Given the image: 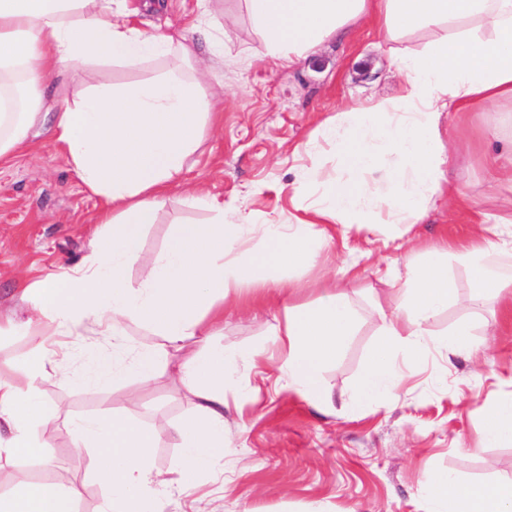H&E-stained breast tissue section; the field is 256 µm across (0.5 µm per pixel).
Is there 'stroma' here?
I'll list each match as a JSON object with an SVG mask.
<instances>
[{
	"instance_id": "stroma-1",
	"label": "stroma",
	"mask_w": 512,
	"mask_h": 512,
	"mask_svg": "<svg viewBox=\"0 0 512 512\" xmlns=\"http://www.w3.org/2000/svg\"><path fill=\"white\" fill-rule=\"evenodd\" d=\"M158 12H140L144 30L161 26L184 33L199 57L208 48L191 28L196 0H160ZM216 19L224 29V58L202 89L214 117L199 150L189 161L183 188L174 190L154 223L141 237V256L129 277L141 281L180 224H210L216 214L207 198L242 205L263 218L287 219L295 203L289 192L305 156L294 154L328 117L367 100L397 97L401 77L377 32L365 22L353 25L348 39L329 43L315 56L278 65L258 56L259 39L240 0H216ZM168 60L136 67L77 65L64 77L51 76L48 87L66 84L70 93L100 84H132L165 70ZM496 112L449 113L440 117L452 164L448 176L475 204L458 211L441 206L429 211L402 244L388 240L386 226L360 232L330 225L333 251L319 263L296 270L303 289L295 302L314 300L326 287L331 267L348 258L357 262L348 295L359 320L353 336L322 372L333 394L329 410L294 391L242 397L243 385L256 382L255 370L242 365L236 384L224 390V457L203 474L189 496H174L169 512H429L427 483L436 473L462 483L485 486L512 481V441L486 442L489 413L512 398V288L475 298L467 269L455 257L448 275L456 298L433 320L435 339L458 329L469 332L471 349L451 354L436 348L423 352L398 343L406 378L393 395L355 409L349 397L380 340V309H392L397 293L378 274L379 265L396 259L422 262L425 252L443 241L479 238L488 225L482 214L512 213V187H492L489 162L507 152L512 125L500 126ZM53 115L30 134L35 148L0 169V313L14 307L20 288L90 255L98 226L99 199L68 169L54 143ZM281 315L276 296L243 292L224 307L225 350L265 349L274 353L270 326ZM37 336L0 335V377L27 369ZM44 401L40 436L51 445L49 469L25 455L0 463V489H10L16 474L47 472L55 482L80 490L78 512H99L105 489L90 474L92 449L80 447L69 418L104 410L129 417L139 427L163 437L152 463L166 469L179 458L167 431L191 409L189 395L167 378L143 386L127 378L103 390L89 384L38 385Z\"/></svg>"
}]
</instances>
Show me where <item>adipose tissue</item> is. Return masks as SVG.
<instances>
[{"mask_svg": "<svg viewBox=\"0 0 512 512\" xmlns=\"http://www.w3.org/2000/svg\"><path fill=\"white\" fill-rule=\"evenodd\" d=\"M260 54L280 62L316 54L361 20L378 29L402 76L396 102L336 113L296 146L304 166L291 186L295 214L258 221L242 208L215 224L179 225L145 278L132 283L140 260V230L153 223L181 187L191 156L209 126L201 77L211 63L180 34H143L126 20L125 0H0V167L30 150V131L44 110L48 74L78 64L137 66L158 58L175 63L129 86H92L76 97L59 92L53 136L66 164L101 201L91 257L60 277L21 289L28 308L10 318L11 330L48 329L63 350L38 342L27 370L0 378V461L23 452L51 457L37 432L42 404L37 382L69 384L64 354H85L88 329L121 344L131 323L161 341L136 353L130 365L141 384L171 374L192 398L172 428L181 456L169 470L152 462L161 441L126 416L104 413L77 421L79 443L95 448L93 477L108 496L99 512H167L174 492H187L224 456V387L240 364L261 351L228 353L215 339L224 306L242 289L289 288L291 270L316 264L331 242L325 227L384 224L394 238L420 223L440 199L463 208L448 185V159L439 132L445 112L497 111L512 104V0H243ZM336 148L339 178H326L321 144ZM391 165H384V158ZM476 296L512 287V231L499 230L460 247ZM398 303L384 316L383 339L360 378L352 406L395 390L403 373L394 347L431 343L429 326L455 298L442 252L425 263H404L392 279ZM357 310L346 292L324 289L309 304H284L273 328L278 382L326 407L331 392L323 368L352 336ZM433 512H512V481L457 484L437 473L430 482ZM76 486L33 481L19 474L0 491V512H75Z\"/></svg>", "mask_w": 512, "mask_h": 512, "instance_id": "obj_1", "label": "adipose tissue"}]
</instances>
